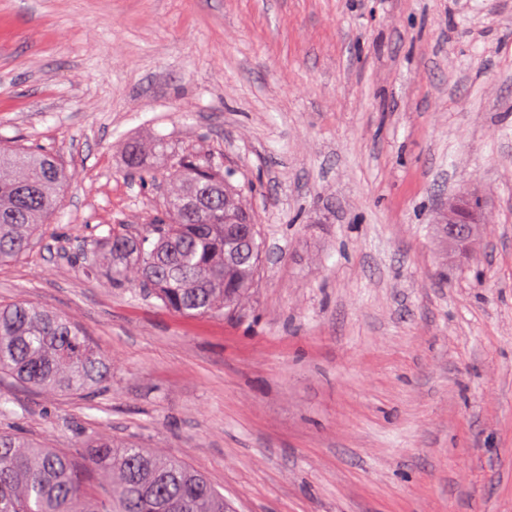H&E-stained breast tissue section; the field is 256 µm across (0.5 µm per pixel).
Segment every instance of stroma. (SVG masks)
Wrapping results in <instances>:
<instances>
[{"label":"stroma","instance_id":"stroma-1","mask_svg":"<svg viewBox=\"0 0 512 512\" xmlns=\"http://www.w3.org/2000/svg\"><path fill=\"white\" fill-rule=\"evenodd\" d=\"M249 187L247 303L186 317L88 272L160 215L134 140ZM0 145L71 181L0 304L112 358L94 397L0 373V427L73 457L103 432L203 470L233 512H512V0H0ZM471 257L433 234L461 189Z\"/></svg>","mask_w":512,"mask_h":512}]
</instances>
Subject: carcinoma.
<instances>
[{
  "instance_id": "carcinoma-1",
  "label": "carcinoma",
  "mask_w": 512,
  "mask_h": 512,
  "mask_svg": "<svg viewBox=\"0 0 512 512\" xmlns=\"http://www.w3.org/2000/svg\"><path fill=\"white\" fill-rule=\"evenodd\" d=\"M168 173L167 208L136 235L112 230L87 251V269L106 262L116 286H130L179 314L214 315L240 306L262 254L259 236L228 229L256 223L235 172L186 155L153 151ZM146 152L129 146L127 167ZM67 175L50 156L0 147V267L31 245L60 206ZM0 371L49 394L88 396L112 376V359L63 315L30 304L0 305ZM90 465L112 490L111 512H229L224 494L185 460L105 435L85 445ZM0 512H100L84 496L69 456L0 431Z\"/></svg>"
}]
</instances>
